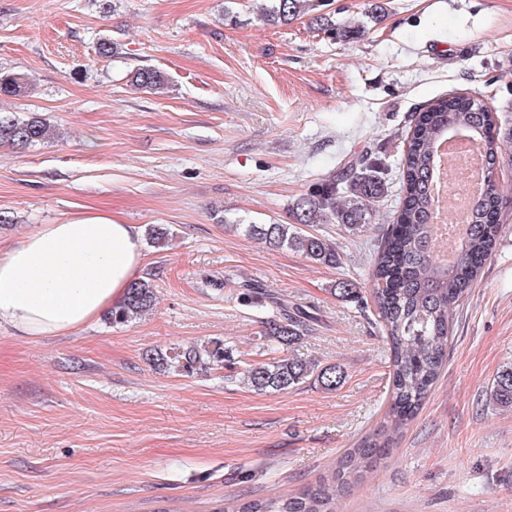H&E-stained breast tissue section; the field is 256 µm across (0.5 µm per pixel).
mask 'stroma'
I'll return each mask as SVG.
<instances>
[{
	"mask_svg": "<svg viewBox=\"0 0 512 512\" xmlns=\"http://www.w3.org/2000/svg\"><path fill=\"white\" fill-rule=\"evenodd\" d=\"M381 2V20L367 10ZM0 0V69L26 74V96L0 109L37 112L52 139L0 146V245L42 224L103 211L166 245L144 243L156 288L139 320L108 317L66 336L0 327V512H218L290 497L331 473L374 434L390 403V353L362 291L396 209L410 116L444 94L488 95L512 127V0H322L319 14L355 29L330 38L311 14L261 20L266 0ZM117 50L96 55L99 37ZM164 72V94L127 74ZM365 151L389 167V196L367 233L333 224L336 267L245 236L286 224L324 173ZM503 231L453 315L448 363L388 458L344 487L336 512H512V410L489 401L512 362V165ZM261 281L314 313L295 347L344 383L259 393L221 367L160 372L145 351L211 341L234 360L268 361L267 314L235 287Z\"/></svg>",
	"mask_w": 512,
	"mask_h": 512,
	"instance_id": "35a3bbf8",
	"label": "stroma"
}]
</instances>
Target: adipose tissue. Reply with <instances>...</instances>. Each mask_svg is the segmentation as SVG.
Masks as SVG:
<instances>
[{
  "instance_id": "1",
  "label": "adipose tissue",
  "mask_w": 512,
  "mask_h": 512,
  "mask_svg": "<svg viewBox=\"0 0 512 512\" xmlns=\"http://www.w3.org/2000/svg\"><path fill=\"white\" fill-rule=\"evenodd\" d=\"M136 225L105 212L43 224L0 249V326L61 336L118 305L143 261Z\"/></svg>"
}]
</instances>
